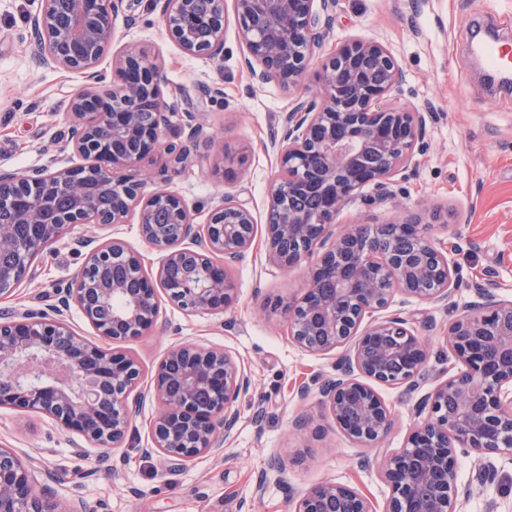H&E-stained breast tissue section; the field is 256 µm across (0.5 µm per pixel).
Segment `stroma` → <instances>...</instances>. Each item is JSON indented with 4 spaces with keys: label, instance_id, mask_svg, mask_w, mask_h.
<instances>
[{
    "label": "stroma",
    "instance_id": "obj_1",
    "mask_svg": "<svg viewBox=\"0 0 512 512\" xmlns=\"http://www.w3.org/2000/svg\"><path fill=\"white\" fill-rule=\"evenodd\" d=\"M34 0H0V168L24 170L62 154L70 126L68 105L78 75L38 67L28 44L27 18ZM138 24L118 27L121 42L135 45L163 68L164 94L179 91L183 104L203 112L189 176L170 187L199 210H208L225 189L247 200L263 220L267 187L275 174L270 134L280 127L292 96L268 84L252 87L241 66L242 50L227 29L224 58H192L166 37L150 0H138ZM494 27L512 37V0H339L333 40L352 35L375 39L401 62L406 78L399 97L427 112L426 134L411 165L386 196L363 189L348 206L345 224L402 221L430 208L439 213L429 232L449 252L460 286L448 302L430 305L395 296L392 311L404 313L429 346L418 391L382 388L394 415L387 448L401 447L414 427L413 407L439 371L447 368L448 323L476 299L474 285L486 284L512 299V90L484 86L471 53L473 28ZM222 87L224 96L201 100L197 85ZM123 239L155 275L159 254L143 242L135 221L111 230L95 224L67 229L34 261L25 280L0 308L53 314L57 291L80 269L89 243ZM236 299L224 313L188 315L160 297V330L124 343L151 375L163 353L180 342L218 346L236 354L251 376L250 395L241 406L233 436L220 458L204 457L170 474L158 456L142 454L149 422L158 405L145 397L134 422L119 472L76 454L83 438L48 415L0 408V448L31 463L38 484L49 485L56 500L81 497L90 512H288L292 493L323 481L349 485L382 506L388 488L376 466L358 467L359 457L375 458L324 418L316 391L333 372V357H315L292 346L287 327L269 308L270 300L300 296L307 286L305 266L278 267L266 260L264 234L231 269ZM311 394L299 400V386ZM288 461L287 484L256 481L272 455ZM512 512V463L494 484L475 490L464 512Z\"/></svg>",
    "mask_w": 512,
    "mask_h": 512
}]
</instances>
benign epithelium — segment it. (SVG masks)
Instances as JSON below:
<instances>
[{
    "label": "benign epithelium",
    "mask_w": 512,
    "mask_h": 512,
    "mask_svg": "<svg viewBox=\"0 0 512 512\" xmlns=\"http://www.w3.org/2000/svg\"><path fill=\"white\" fill-rule=\"evenodd\" d=\"M135 0H37L28 17L31 55L41 67L81 75L69 102L70 157H51L24 174L0 169V300L33 277L16 246L38 252L74 224L110 226L137 216L139 235L161 259L155 280L137 253L113 238L93 247L61 290L56 317L0 314V408L44 413L111 460L142 406V369L126 350L109 352L79 336L63 318L75 303L98 335L136 341L158 328V290L189 314L222 313L236 293L228 268L250 248L257 225L232 192L200 212L180 194L148 189L142 163L163 158L161 178L190 172L202 134L201 112L167 101L159 66L134 47L112 55V94L102 93L99 65L112 47L115 21L136 23ZM338 0H233L236 36L252 83L297 87L311 57L327 44ZM166 35L185 54L224 58L225 0H154ZM405 77L392 52L374 39L338 41L316 73L318 97L299 95L281 131L271 133L280 176L269 187L266 259L276 266L312 261L298 298L269 306L288 323L301 351H336L335 374L318 389L330 419L354 442L373 447L390 435L392 412L381 386L413 388L428 358L410 319L387 310L395 295L424 304L448 300L458 287L453 262L416 216L336 230L343 209L371 185L386 193L424 138L426 115L396 92ZM180 116L184 139H165ZM222 257L217 262L214 257ZM159 288H154L153 283ZM479 301L448 324L449 351L461 368L436 383L414 408L420 418L402 447L385 452L389 489L382 512H462L471 486L458 479V456L485 459L476 474L494 479V460L512 461V300L484 288ZM251 378L229 351L182 342L153 374L160 411L147 455L169 471L224 454ZM288 483V467L271 458L259 485ZM289 512H376L354 488L335 481L292 495ZM0 512H59L31 466L0 448Z\"/></svg>",
    "instance_id": "1"
}]
</instances>
